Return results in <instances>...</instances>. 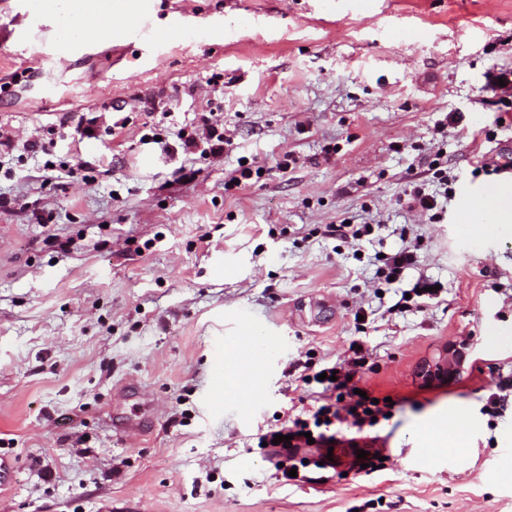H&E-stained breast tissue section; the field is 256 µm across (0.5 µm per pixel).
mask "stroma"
I'll return each instance as SVG.
<instances>
[{
	"label": "stroma",
	"mask_w": 512,
	"mask_h": 512,
	"mask_svg": "<svg viewBox=\"0 0 512 512\" xmlns=\"http://www.w3.org/2000/svg\"><path fill=\"white\" fill-rule=\"evenodd\" d=\"M150 27L118 43L61 38L36 0H0V126L54 145L0 157V453L17 463L0 512H512V232L474 240L453 198L440 222L402 210L441 187L425 157L468 176V131L501 103L486 74L512 66V0H151ZM175 125L211 113L231 144L196 159L151 138L141 98ZM126 127H116L119 116ZM94 119L93 143L70 128ZM261 177L228 189L240 161ZM375 225L352 245L329 225ZM417 263L377 274L403 238ZM424 308L402 302L418 277ZM261 336L264 398L202 401L226 338ZM367 352L364 383L390 420L333 453L328 483L283 482L258 429L281 425L305 368ZM471 345L459 379L422 386L418 365ZM504 392L501 417L481 414ZM465 412L471 446L435 458L418 432ZM145 419L124 439L116 422ZM386 468L350 470L358 451Z\"/></svg>",
	"instance_id": "stroma-1"
}]
</instances>
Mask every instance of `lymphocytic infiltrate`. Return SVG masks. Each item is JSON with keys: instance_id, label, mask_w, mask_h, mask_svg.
<instances>
[{"instance_id": "obj_1", "label": "lymphocytic infiltrate", "mask_w": 512, "mask_h": 512, "mask_svg": "<svg viewBox=\"0 0 512 512\" xmlns=\"http://www.w3.org/2000/svg\"><path fill=\"white\" fill-rule=\"evenodd\" d=\"M230 140L226 137L224 124L220 120H205L202 127L190 128L180 137L179 144L184 163L178 169L183 178L194 177L192 164L196 157L219 156ZM366 364V354L353 350L343 362L324 365L325 380L319 381L312 393L313 405L302 414H287L283 424L277 429L259 434V442H272L275 435H285V448L289 454L283 463V472L297 470L298 481H306L307 466L319 465L318 457L307 450L308 444L319 448L335 446L341 427L353 428L357 437H365L375 426L376 420L386 419L390 407L388 402H373L358 395L362 386V370Z\"/></svg>"}]
</instances>
